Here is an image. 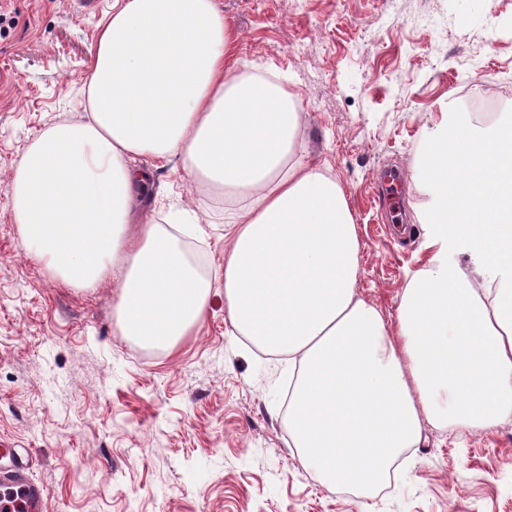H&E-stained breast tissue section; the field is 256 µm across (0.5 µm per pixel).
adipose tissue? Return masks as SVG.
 <instances>
[{
	"label": "adipose tissue",
	"mask_w": 512,
	"mask_h": 512,
	"mask_svg": "<svg viewBox=\"0 0 512 512\" xmlns=\"http://www.w3.org/2000/svg\"><path fill=\"white\" fill-rule=\"evenodd\" d=\"M87 78V121L40 132L10 206L48 268L79 288L118 263L116 324L173 349L224 287L233 335L297 366L288 438L329 485L372 487L423 424L484 432L512 419V113L432 138L414 170L430 197L428 246L462 240L399 291L395 319L358 292L360 243L346 191L302 153L303 115L280 83L246 74L216 0H115ZM147 156L178 160L224 198V266L201 276L147 210ZM456 208H449V201Z\"/></svg>",
	"instance_id": "obj_1"
}]
</instances>
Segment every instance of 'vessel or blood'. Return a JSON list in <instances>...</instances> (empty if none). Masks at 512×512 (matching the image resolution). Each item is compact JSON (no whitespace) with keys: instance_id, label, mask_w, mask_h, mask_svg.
<instances>
[{"instance_id":"obj_1","label":"vessel or blood","mask_w":512,"mask_h":512,"mask_svg":"<svg viewBox=\"0 0 512 512\" xmlns=\"http://www.w3.org/2000/svg\"><path fill=\"white\" fill-rule=\"evenodd\" d=\"M0 456L11 460L10 466L0 468V506L10 507L16 500L21 512H45L49 490L32 479L24 457L13 448H1Z\"/></svg>"}]
</instances>
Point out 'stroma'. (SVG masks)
Listing matches in <instances>:
<instances>
[{"label":"stroma","instance_id":"stroma-1","mask_svg":"<svg viewBox=\"0 0 512 512\" xmlns=\"http://www.w3.org/2000/svg\"><path fill=\"white\" fill-rule=\"evenodd\" d=\"M0 0V448L25 449L46 512H512V423L482 433L424 424L376 487L327 486L290 448L288 359L228 335L224 291L167 351L121 335L120 277H54L10 209L12 176L38 133L80 120L83 82L112 0ZM241 60L280 76L305 113V158L345 188L358 227L359 291L386 314L430 256L414 165L458 90L512 71V0H216ZM151 169L156 218L212 217L185 241L224 264L221 199L180 165Z\"/></svg>","mask_w":512,"mask_h":512}]
</instances>
